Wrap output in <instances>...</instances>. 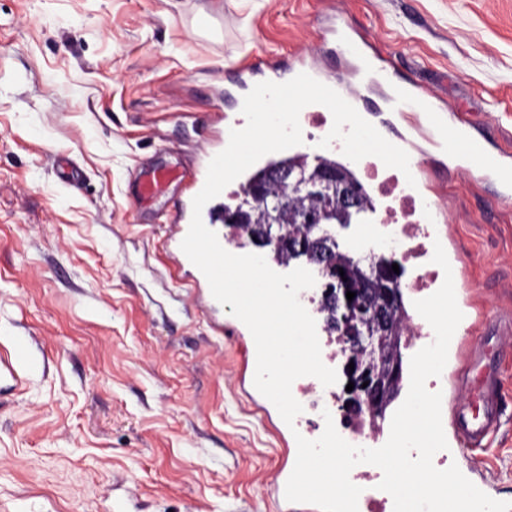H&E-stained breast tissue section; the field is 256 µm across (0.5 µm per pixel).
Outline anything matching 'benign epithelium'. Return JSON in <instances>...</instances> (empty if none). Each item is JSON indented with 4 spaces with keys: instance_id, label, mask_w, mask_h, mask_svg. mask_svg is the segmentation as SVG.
<instances>
[{
    "instance_id": "1",
    "label": "benign epithelium",
    "mask_w": 512,
    "mask_h": 512,
    "mask_svg": "<svg viewBox=\"0 0 512 512\" xmlns=\"http://www.w3.org/2000/svg\"><path fill=\"white\" fill-rule=\"evenodd\" d=\"M343 207L355 210L362 197V190L354 184L338 186ZM300 223L306 225L305 237L292 242L282 238L275 224H253L248 232L250 243L261 250H277L286 247L298 254V258L317 266L326 280L324 288L325 320L336 326L337 334L344 339L345 364H354V370H346V382L354 383L352 391H342L340 408L350 419L368 417L375 424L381 420L384 404L396 394L394 381L386 376L383 368L390 363L384 343L390 336L394 315L401 309V288L398 275L391 273L379 277L375 265L368 266L372 279H381L377 289L378 302L366 307L361 300H348L342 277L336 269L334 254L339 251L338 236L347 228L345 224H320L312 213L304 215Z\"/></svg>"
}]
</instances>
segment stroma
<instances>
[{"mask_svg": "<svg viewBox=\"0 0 512 512\" xmlns=\"http://www.w3.org/2000/svg\"><path fill=\"white\" fill-rule=\"evenodd\" d=\"M341 22L512 165V0H0V346L28 376L0 391V512H295L271 494L297 453L253 390L252 339L177 262L184 187L143 205L130 179L223 135L254 57L353 86L323 37ZM57 153L81 183L56 179ZM425 162L468 314L441 405L469 351L501 368L502 425L460 460L512 502V199L477 164Z\"/></svg>", "mask_w": 512, "mask_h": 512, "instance_id": "1", "label": "stroma"}]
</instances>
